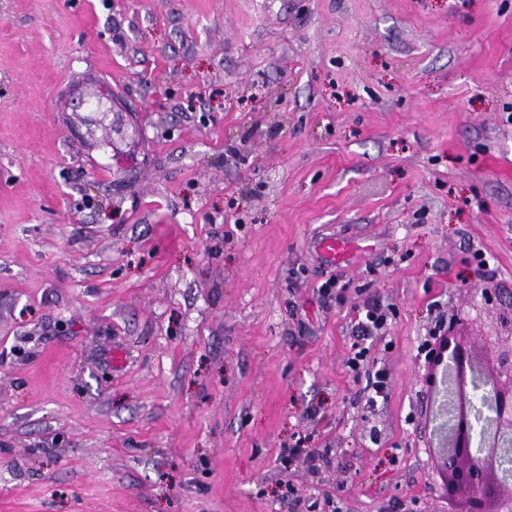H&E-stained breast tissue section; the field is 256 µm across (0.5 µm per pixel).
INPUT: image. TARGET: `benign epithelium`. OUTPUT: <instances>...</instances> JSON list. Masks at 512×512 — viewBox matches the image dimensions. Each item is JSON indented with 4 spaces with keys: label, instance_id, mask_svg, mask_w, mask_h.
Wrapping results in <instances>:
<instances>
[{
    "label": "benign epithelium",
    "instance_id": "7a95c632",
    "mask_svg": "<svg viewBox=\"0 0 512 512\" xmlns=\"http://www.w3.org/2000/svg\"><path fill=\"white\" fill-rule=\"evenodd\" d=\"M505 335L469 336L448 321V341L431 361V445L448 505L456 512H512V305Z\"/></svg>",
    "mask_w": 512,
    "mask_h": 512
}]
</instances>
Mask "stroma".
<instances>
[{
  "instance_id": "1",
  "label": "stroma",
  "mask_w": 512,
  "mask_h": 512,
  "mask_svg": "<svg viewBox=\"0 0 512 512\" xmlns=\"http://www.w3.org/2000/svg\"><path fill=\"white\" fill-rule=\"evenodd\" d=\"M472 287L512 300V0H0V512H448L419 348L494 334ZM387 324L386 309L381 302L373 300L364 307L362 315L358 316L356 342L352 344L355 351L347 361V366L354 372H359L361 369L367 373L369 384L371 386V394L368 396L367 405L373 408L377 406L378 401H386L390 393V374L382 368H374L368 370L369 361L367 360L369 348L363 346L364 341L376 336L378 332L382 331ZM301 441H297L294 446L282 449L283 459L286 463H293L299 460L306 462L311 468L329 467L330 460L317 450L301 448Z\"/></svg>"
}]
</instances>
